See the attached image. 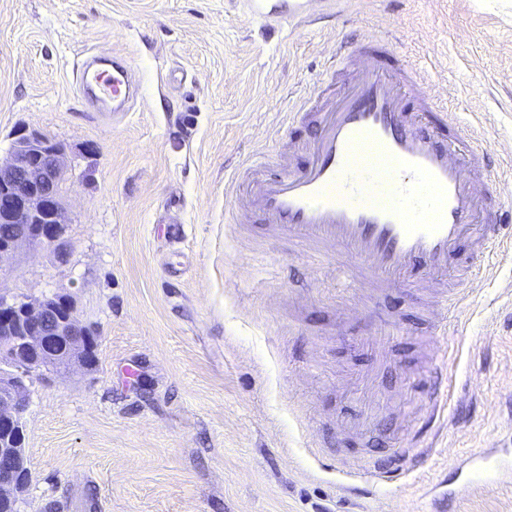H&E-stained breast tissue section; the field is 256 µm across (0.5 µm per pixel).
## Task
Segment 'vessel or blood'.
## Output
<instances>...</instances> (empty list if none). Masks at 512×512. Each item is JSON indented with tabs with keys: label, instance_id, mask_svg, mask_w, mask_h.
<instances>
[{
	"label": "vessel or blood",
	"instance_id": "b4317fda",
	"mask_svg": "<svg viewBox=\"0 0 512 512\" xmlns=\"http://www.w3.org/2000/svg\"><path fill=\"white\" fill-rule=\"evenodd\" d=\"M307 2L246 0V13L298 29L311 21ZM94 62L91 55L81 62L80 95L90 103H111L115 115L129 112L141 98L139 83L128 78L129 61L113 57L108 70ZM322 83L330 94L325 106L314 108L304 96L291 114L298 124L310 111L318 113L303 145L305 161L279 160L272 174L255 162L242 164L228 182V223L262 224L288 236L300 251L350 257V287L369 290L375 299L416 292L425 299L430 329L447 331L458 307L448 297L447 277L473 266L460 250L462 241L473 239L481 252H490L503 225L512 222L489 147L429 95L427 75L400 50L396 33L337 41ZM410 342L406 322L390 314L379 339L370 343L371 355L384 360ZM433 395L431 408L415 420L410 452L417 459L428 453L424 438L447 407L444 374H436ZM365 466L373 478L351 485L352 493L367 494L406 477L396 461L369 460ZM464 466L465 479L433 487L434 512H446L449 496L477 494L488 483L512 478V461L497 448L467 456Z\"/></svg>",
	"mask_w": 512,
	"mask_h": 512
}]
</instances>
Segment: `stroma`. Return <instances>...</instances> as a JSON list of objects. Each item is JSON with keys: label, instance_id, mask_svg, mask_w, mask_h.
<instances>
[{"label": "stroma", "instance_id": "stroma-1", "mask_svg": "<svg viewBox=\"0 0 512 512\" xmlns=\"http://www.w3.org/2000/svg\"><path fill=\"white\" fill-rule=\"evenodd\" d=\"M243 0H0V158L16 129L66 150L56 248L0 266V293H65L98 336L95 370L28 381L24 512H430L456 459L512 438V248L450 278L464 334L414 337L361 394V344L387 303L320 260L226 227L241 163L300 151L294 101L352 30L401 34L465 127L512 178V0H348L296 31L245 22ZM130 59L144 104L113 122L76 93L84 55ZM95 155H85L87 144ZM454 376L435 447L408 453L406 376ZM392 448L404 484L344 495L345 473Z\"/></svg>", "mask_w": 512, "mask_h": 512}]
</instances>
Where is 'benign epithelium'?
<instances>
[{
    "label": "benign epithelium",
    "mask_w": 512,
    "mask_h": 512,
    "mask_svg": "<svg viewBox=\"0 0 512 512\" xmlns=\"http://www.w3.org/2000/svg\"><path fill=\"white\" fill-rule=\"evenodd\" d=\"M65 155L51 137L17 131L10 160L0 163V223L20 228L0 240V264L26 245L48 248L60 240ZM94 349L95 332L70 296L17 301L0 295V512H19L32 480L21 442L29 403L25 379L42 370L88 371Z\"/></svg>",
    "instance_id": "7a95c632"
}]
</instances>
